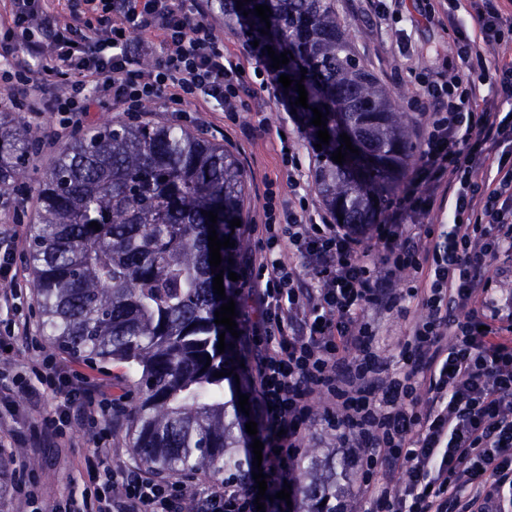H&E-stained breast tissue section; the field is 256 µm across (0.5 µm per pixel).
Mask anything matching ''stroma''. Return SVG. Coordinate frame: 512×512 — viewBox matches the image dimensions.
I'll list each match as a JSON object with an SVG mask.
<instances>
[{
  "mask_svg": "<svg viewBox=\"0 0 512 512\" xmlns=\"http://www.w3.org/2000/svg\"><path fill=\"white\" fill-rule=\"evenodd\" d=\"M426 2L404 0L401 13H390L379 20L366 11V0H335L336 17L357 61L390 91L398 110L407 115L416 150L409 161L413 169L419 164L418 152L423 148V131L428 122L427 114L409 109V102L417 89L415 76L421 72L438 78L454 73L461 67L447 19L427 20ZM209 20L226 51L242 59L243 80L262 89L260 107L239 115L241 124L257 127V136L249 141H239L229 148L245 174L243 223L260 221L266 187H273L280 201L293 199L294 192L286 181L281 163V144L285 141L289 142L300 159L304 174L303 189L308 201L313 202L317 208H324L325 202L314 185L317 155L288 100L279 97V84L274 72L262 57L254 53L242 27L225 25L223 14L217 9L213 10ZM13 118L37 141L28 164L30 182L13 186L0 197V225L18 224L26 232L14 250L20 291L8 318L27 324L30 334L16 338L13 357L17 362L32 366L43 356L51 355L70 362L79 371L108 384L123 414L119 422L112 426V437L102 452L103 461L106 466L114 469L138 466L139 460L131 450L128 418L136 402L133 370L122 363H92L60 349L45 336L41 328L32 287L27 260L30 245L27 232L31 230L37 212V194L32 181L53 165L65 140L73 139L74 134L69 131L64 139L48 140L49 131L63 119L59 112L35 116L18 110ZM395 286L402 295L401 311L375 314L371 321L389 371L400 373L404 366L398 357V343L404 338L410 323L421 317L424 310L418 298L408 293V276H400ZM96 445L95 436L76 421L72 423L66 439L27 449L26 461L15 462L12 474L16 477L35 476L42 496L34 502L25 501V512H54L58 501L71 500L78 503L93 492L95 482L84 473L82 459L86 450Z\"/></svg>",
  "mask_w": 512,
  "mask_h": 512,
  "instance_id": "obj_1",
  "label": "stroma"
}]
</instances>
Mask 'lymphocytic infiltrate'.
<instances>
[{
  "instance_id": "obj_1",
  "label": "lymphocytic infiltrate",
  "mask_w": 512,
  "mask_h": 512,
  "mask_svg": "<svg viewBox=\"0 0 512 512\" xmlns=\"http://www.w3.org/2000/svg\"><path fill=\"white\" fill-rule=\"evenodd\" d=\"M7 2L0 80L11 106L30 109L31 95L53 82L58 92L42 110L68 113L76 127L107 103L142 113L165 99L179 112L223 113L234 134L253 136L238 114L257 92L220 45L209 0H71L64 24L51 0ZM429 11L446 14L462 68L413 98V111L429 115L425 149L390 219L361 234L270 191L262 220L247 229L257 246L239 259V343L266 441L270 500L261 512H287L278 493L296 482L316 397L343 446L357 451L358 512H512V304L484 275L490 256L512 251V53L502 50L512 42V0H448ZM495 47L500 55L487 60ZM154 54L158 62L143 66ZM442 193L446 230L404 224L430 214ZM400 273L411 274L425 314L399 344L407 370L397 375L381 362L367 313L399 305ZM26 331L15 322L0 333V424L16 416L18 397L38 404L46 386L62 402L31 435L63 438L74 419L111 431V401L68 364L44 357L37 384L25 382L9 348ZM83 468L105 484L83 512H181L182 481L108 469L95 452ZM256 494L231 481L195 491L199 512H260Z\"/></svg>"
}]
</instances>
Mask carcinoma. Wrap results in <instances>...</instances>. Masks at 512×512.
I'll use <instances>...</instances> for the list:
<instances>
[{
  "instance_id": "cac0c4a2",
  "label": "carcinoma",
  "mask_w": 512,
  "mask_h": 512,
  "mask_svg": "<svg viewBox=\"0 0 512 512\" xmlns=\"http://www.w3.org/2000/svg\"><path fill=\"white\" fill-rule=\"evenodd\" d=\"M219 2L224 23L244 25L259 49L292 54L277 74L302 80L309 108L297 111L313 143L314 107L325 113L331 136L318 151L315 186L343 223H374L405 173L413 142L405 113L353 58L333 0ZM257 5L270 7L271 27L255 16ZM345 129L365 160L361 179L332 160L345 147ZM32 143L33 136L0 119V191L27 178ZM243 186V170L224 146L189 131L125 122L73 140L36 181L40 213L30 264L42 329L74 355L121 361L138 372L132 450L156 476L186 468L245 475L237 389L226 401L224 378L213 377L232 362L231 347L217 350L224 326L214 320L221 305L238 298L229 260L246 241L230 221L241 217ZM203 210L217 214L218 238L235 240L220 249L218 267L209 263L211 222ZM93 221L100 230L89 227ZM220 272L221 300L213 290ZM308 457L299 479L303 512H336L335 455L312 448Z\"/></svg>"
}]
</instances>
